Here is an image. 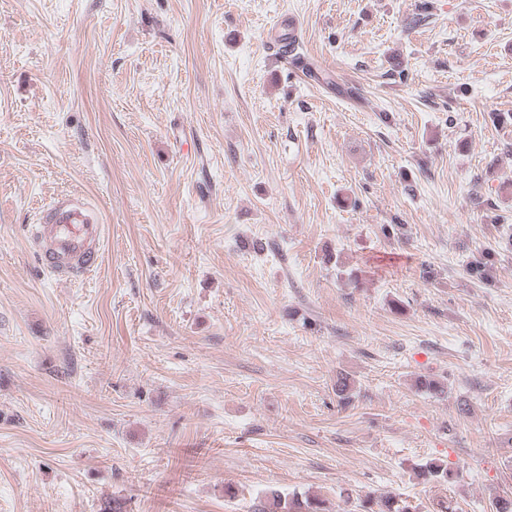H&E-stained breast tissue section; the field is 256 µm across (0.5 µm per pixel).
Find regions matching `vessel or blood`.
<instances>
[{
	"mask_svg": "<svg viewBox=\"0 0 512 512\" xmlns=\"http://www.w3.org/2000/svg\"><path fill=\"white\" fill-rule=\"evenodd\" d=\"M102 238L96 213L68 195L49 205L42 224L32 232L41 265L61 280L87 275L97 267Z\"/></svg>",
	"mask_w": 512,
	"mask_h": 512,
	"instance_id": "obj_1",
	"label": "vessel or blood"
}]
</instances>
